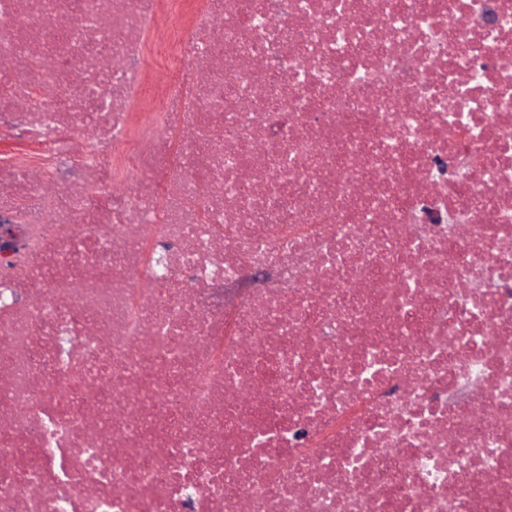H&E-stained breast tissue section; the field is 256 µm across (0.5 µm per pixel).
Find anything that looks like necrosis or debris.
Returning a JSON list of instances; mask_svg holds the SVG:
<instances>
[{
    "mask_svg": "<svg viewBox=\"0 0 512 512\" xmlns=\"http://www.w3.org/2000/svg\"><path fill=\"white\" fill-rule=\"evenodd\" d=\"M4 129L0 512H512V0H0Z\"/></svg>",
    "mask_w": 512,
    "mask_h": 512,
    "instance_id": "1",
    "label": "necrosis or debris"
}]
</instances>
